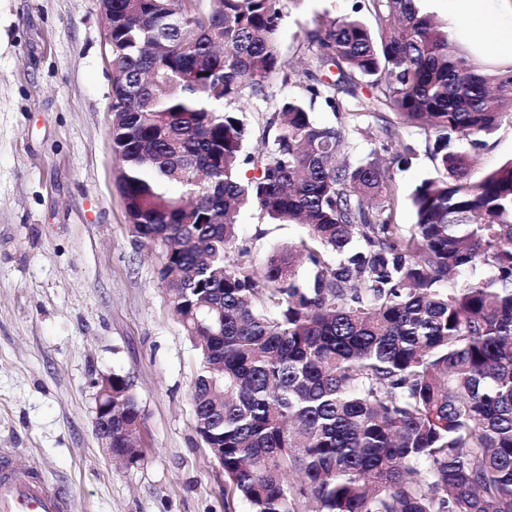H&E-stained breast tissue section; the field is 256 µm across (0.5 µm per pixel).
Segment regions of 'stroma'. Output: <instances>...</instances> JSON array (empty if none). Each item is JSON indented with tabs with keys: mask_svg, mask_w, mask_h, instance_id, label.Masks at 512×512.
Returning a JSON list of instances; mask_svg holds the SVG:
<instances>
[{
	"mask_svg": "<svg viewBox=\"0 0 512 512\" xmlns=\"http://www.w3.org/2000/svg\"><path fill=\"white\" fill-rule=\"evenodd\" d=\"M366 0H288L283 59L304 70L314 16L361 18ZM425 10L486 67L512 52L463 26L453 0ZM113 74L99 0H0V448L55 485L72 512H225L224 473L195 430L199 356L173 315L158 269L162 249L131 236L110 141ZM389 173L410 224L409 198L434 176L423 131ZM512 158L503 113L473 178ZM237 247L255 266L303 233L255 209L238 217ZM126 375L142 410L144 460L102 450L96 379Z\"/></svg>",
	"mask_w": 512,
	"mask_h": 512,
	"instance_id": "obj_1",
	"label": "stroma"
}]
</instances>
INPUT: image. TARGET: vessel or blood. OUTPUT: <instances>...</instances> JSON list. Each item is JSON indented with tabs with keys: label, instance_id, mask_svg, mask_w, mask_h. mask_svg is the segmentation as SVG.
I'll return each mask as SVG.
<instances>
[{
	"label": "vessel or blood",
	"instance_id": "b4317fda",
	"mask_svg": "<svg viewBox=\"0 0 512 512\" xmlns=\"http://www.w3.org/2000/svg\"><path fill=\"white\" fill-rule=\"evenodd\" d=\"M67 498L53 485L0 466V512H68Z\"/></svg>",
	"mask_w": 512,
	"mask_h": 512
}]
</instances>
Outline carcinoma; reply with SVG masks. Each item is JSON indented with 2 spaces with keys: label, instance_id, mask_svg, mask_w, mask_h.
<instances>
[{
  "label": "carcinoma",
  "instance_id": "cac0c4a2",
  "mask_svg": "<svg viewBox=\"0 0 512 512\" xmlns=\"http://www.w3.org/2000/svg\"><path fill=\"white\" fill-rule=\"evenodd\" d=\"M368 2L375 31L313 20L299 73L279 49L285 0H112L129 232L162 247L199 353L191 400L225 512H512V159L470 173L512 112V65L469 58L423 0ZM253 99L271 146L248 153L224 105ZM318 100L339 125L313 118ZM359 106L376 124H351ZM408 128L434 134L437 176L403 225L385 165L415 151ZM356 134L373 148L353 163ZM250 207L306 229L261 272L233 255ZM112 386L121 452L142 410L129 377Z\"/></svg>",
  "mask_w": 512,
  "mask_h": 512
}]
</instances>
